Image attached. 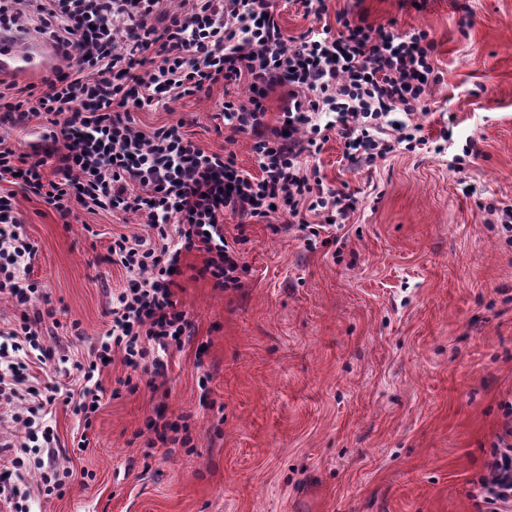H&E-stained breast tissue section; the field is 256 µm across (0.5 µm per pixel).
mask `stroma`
Segmentation results:
<instances>
[{
    "instance_id": "obj_1",
    "label": "stroma",
    "mask_w": 512,
    "mask_h": 512,
    "mask_svg": "<svg viewBox=\"0 0 512 512\" xmlns=\"http://www.w3.org/2000/svg\"><path fill=\"white\" fill-rule=\"evenodd\" d=\"M375 25L424 29L437 77L418 116L444 153H396L347 168L330 138L316 163L327 185L359 200L341 254L307 248L285 218L224 234L248 265L236 289L215 287L207 254L183 253L174 298L195 324L170 347L154 385L116 391L127 368L103 367L88 448L77 418L54 408L64 496L32 490L31 512H476L479 476L512 402V243L486 205H512V0H327ZM245 83L136 113L143 130L181 123L210 152L256 169L253 140L217 119ZM480 154L451 167L467 141ZM37 244L33 276L57 309L47 347L87 354L110 328V289L124 271L105 260L112 234H145L142 219L75 211L62 221L18 193ZM79 320L82 333L63 326ZM189 418L193 449L156 442L157 410Z\"/></svg>"
}]
</instances>
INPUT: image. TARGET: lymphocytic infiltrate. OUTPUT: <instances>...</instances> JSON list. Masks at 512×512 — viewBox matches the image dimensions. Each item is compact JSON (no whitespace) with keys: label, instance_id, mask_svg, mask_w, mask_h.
Masks as SVG:
<instances>
[{"label":"lymphocytic infiltrate","instance_id":"lymphocytic-infiltrate-1","mask_svg":"<svg viewBox=\"0 0 512 512\" xmlns=\"http://www.w3.org/2000/svg\"><path fill=\"white\" fill-rule=\"evenodd\" d=\"M321 28L284 33L272 0H0V32L35 31L53 42L66 64L52 68L40 87L0 80V122L27 130L42 119L37 140L0 137V298L18 310L0 329V405L9 407L20 439L1 449L9 465L0 495L12 512H30L26 478L38 477L45 495H63L71 472L54 456H32L30 445L51 448L56 400L73 407L83 426L78 448L100 408V372L117 356L132 373L160 368L170 346L194 335V324L173 299L172 271L182 251L207 253L204 270L216 287H240L246 265L224 236V214L270 223L287 218L306 245L343 229L358 204L328 186L318 166L337 136L350 165L376 167L396 151L442 152L415 116L435 79L436 45L428 31H389L349 11L323 23L326 0H297ZM245 82L246 100L222 102L231 134L254 140L259 175L241 170L230 152H209L178 126L140 129L135 111L209 93L218 82ZM288 88L278 126L265 106L273 87ZM36 196L61 218L72 205L104 211L121 223L144 218L147 235H113L106 262L124 270L112 293V325L88 359L61 356L81 379L78 392L42 391L31 362L52 353L43 334L53 308L40 307L33 278L36 245L21 230L14 186ZM121 379L137 390L132 378ZM485 470L471 482L478 512H512V405Z\"/></svg>","mask_w":512,"mask_h":512}]
</instances>
